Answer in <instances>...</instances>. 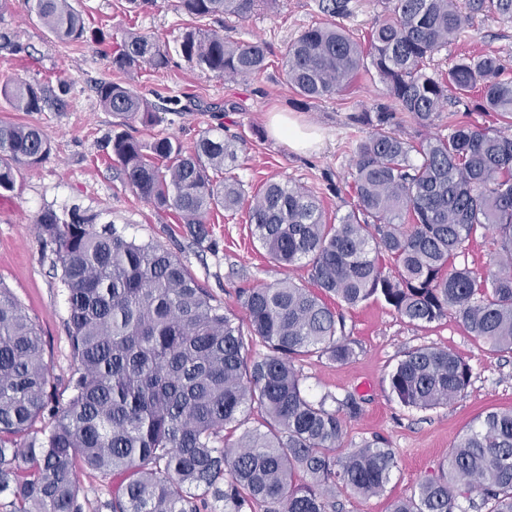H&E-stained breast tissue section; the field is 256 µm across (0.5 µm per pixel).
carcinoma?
Masks as SVG:
<instances>
[{
    "label": "carcinoma",
    "mask_w": 512,
    "mask_h": 512,
    "mask_svg": "<svg viewBox=\"0 0 512 512\" xmlns=\"http://www.w3.org/2000/svg\"><path fill=\"white\" fill-rule=\"evenodd\" d=\"M274 2L178 0V7L195 18L245 20ZM349 3L319 0L325 21L289 42L281 61L286 84L308 101L341 94L362 70L386 87L390 103L361 116L372 131L354 150V202L333 224L303 186L270 180L248 209L272 262L306 261L313 288L281 280L239 289L243 326L160 246L75 215L37 219L55 246L78 366L60 407L39 329L0 284V496L9 512H84L80 469L112 477L105 503L112 512H205L211 502L218 512H326L338 487L381 493L393 451L366 443L336 455L362 407L351 395L311 398L295 367L312 353L335 362L353 355L329 298L355 307L381 296L417 326L452 316L495 350L512 352V75L492 54L464 55L440 79L427 73L432 56L476 16L512 20V0H385V14L362 40L336 24ZM25 4L56 39L86 37L72 0ZM176 55L202 71L250 79L268 68L271 50L193 27ZM171 61L168 49L135 31L112 55V67L130 74ZM471 92L473 109L495 113L502 127L463 123L417 142L395 127L399 112L429 127L444 105ZM96 95L124 126L154 119L151 103L128 84L101 82ZM0 96L16 112H40L48 101L47 90L22 79L1 85ZM106 147L136 194L179 213L195 244L210 240L207 214L234 211L245 199L231 175L237 140L211 129L190 151L172 137L144 141L126 131ZM50 149L40 128L0 120V191L13 190L19 167L42 162ZM480 228L497 235L498 250L478 278L456 259ZM383 252L393 261L387 272ZM254 342L266 352L248 356ZM388 379L403 405L430 410L465 393L471 368L448 350L421 346L406 351ZM253 410L264 429L245 427ZM39 419L46 424L35 431ZM19 458L24 467H11ZM482 508L512 512V409L482 413L439 474L391 512Z\"/></svg>",
    "instance_id": "obj_1"
}]
</instances>
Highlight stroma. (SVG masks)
I'll return each mask as SVG.
<instances>
[{
    "label": "stroma",
    "mask_w": 512,
    "mask_h": 512,
    "mask_svg": "<svg viewBox=\"0 0 512 512\" xmlns=\"http://www.w3.org/2000/svg\"><path fill=\"white\" fill-rule=\"evenodd\" d=\"M76 6L91 37L62 43L28 13L24 0H0V32L17 34L24 47L16 56L0 51V84L20 77L54 91L63 83L69 87L60 104L39 112L12 111L0 98V118L38 127L51 142L49 156L20 167L14 190L0 192V283L36 322L50 384L62 403L70 397L67 383L76 363L60 265L52 245L36 232L44 211L64 216L74 209L94 224H112L136 240L163 246L240 318L245 312L237 290L286 277L310 283L305 263L283 269L268 260L253 242L246 210L232 214L219 208L207 215L217 243L212 249L191 242L175 211L155 209L140 199L103 146L118 128L115 117L100 105L96 84H130L156 105L154 123L130 124V133L138 138L171 136L190 150L204 131L223 128L240 138L235 174L247 194L268 179H288L310 190L330 218L345 213L353 201L351 160L364 132L356 118L386 100L383 85L366 73L358 75L348 93L304 104L286 85L277 62L247 81L199 71L179 56L160 71L125 74L112 66V52L127 31L150 35L171 49L194 25L235 39L262 40L279 55L302 30L323 21L319 0H277L243 21L220 15L197 22L177 9L176 0H157L156 7L137 13L128 0H77ZM464 53L493 54L512 71V21L495 14L475 17L465 33L434 55L429 75H444ZM172 98L178 99L179 111H168ZM277 112L316 130L321 143L303 153L290 149L270 132V118ZM335 309L344 317L354 356L333 362L313 354L296 368L312 396L329 393L341 399L352 394L361 400V416L346 425L343 452L379 441L393 450L396 466L381 494L364 498L340 490L327 512H390L394 501L410 498L421 482L437 474L477 415L512 408V353L492 350L452 317L425 327L409 324L377 296L354 307L339 303ZM420 346L448 350L470 365L471 383L464 396L444 407L419 410L403 406L391 394L389 372L404 352Z\"/></svg>",
    "instance_id": "1"
}]
</instances>
